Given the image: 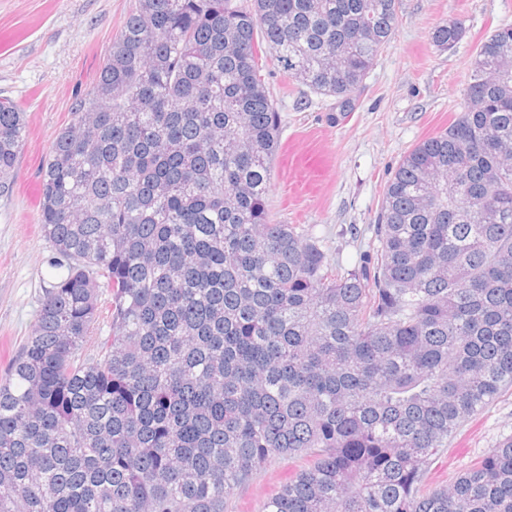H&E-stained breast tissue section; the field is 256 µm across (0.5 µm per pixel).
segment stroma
Segmentation results:
<instances>
[{
    "label": "stroma",
    "instance_id": "1",
    "mask_svg": "<svg viewBox=\"0 0 512 512\" xmlns=\"http://www.w3.org/2000/svg\"><path fill=\"white\" fill-rule=\"evenodd\" d=\"M136 0H0V98L21 104L28 132L9 194L0 196V378L30 336L46 288L64 273L38 224L41 166L70 119L77 97L97 77ZM459 20L463 39L438 50L433 29ZM512 25V0H399L389 44L341 111L336 98L317 96L274 66L259 62L280 117L267 207L276 224H301L330 262L358 268L373 243L370 226L384 187L403 155L456 118L472 56L487 33ZM324 160L321 179L307 181L295 159ZM512 434V391L490 402L456 432L431 467L434 486H449L498 441ZM272 459L235 494L232 512H260L300 466Z\"/></svg>",
    "mask_w": 512,
    "mask_h": 512
}]
</instances>
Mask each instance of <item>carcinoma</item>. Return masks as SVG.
Instances as JSON below:
<instances>
[{
    "instance_id": "obj_1",
    "label": "carcinoma",
    "mask_w": 512,
    "mask_h": 512,
    "mask_svg": "<svg viewBox=\"0 0 512 512\" xmlns=\"http://www.w3.org/2000/svg\"><path fill=\"white\" fill-rule=\"evenodd\" d=\"M396 20L397 0H137L42 167L39 223L71 263L0 382V512H226L300 455L261 512H512V435L427 482L512 389V26L400 160L360 267L268 216L258 52L344 110ZM27 127L1 98L0 194ZM302 463L299 458L272 459L236 492L230 503L231 512H260L263 502L278 491Z\"/></svg>"
}]
</instances>
